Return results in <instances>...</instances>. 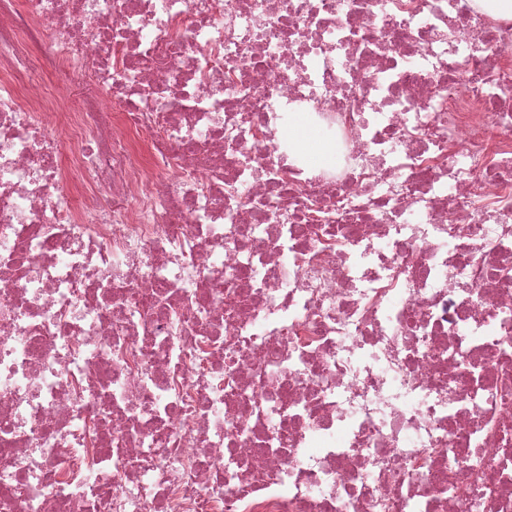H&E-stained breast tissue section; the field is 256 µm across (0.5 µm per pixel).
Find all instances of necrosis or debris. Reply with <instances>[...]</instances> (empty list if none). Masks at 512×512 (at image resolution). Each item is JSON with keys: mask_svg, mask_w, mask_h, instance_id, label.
Listing matches in <instances>:
<instances>
[{"mask_svg": "<svg viewBox=\"0 0 512 512\" xmlns=\"http://www.w3.org/2000/svg\"><path fill=\"white\" fill-rule=\"evenodd\" d=\"M0 512H512V22L0 0ZM290 124L292 125L287 124L284 130V132L288 130V140L298 145L308 163L314 166H326L332 156L325 149L323 141L316 136L314 129L301 119Z\"/></svg>", "mask_w": 512, "mask_h": 512, "instance_id": "obj_1", "label": "necrosis or debris"}]
</instances>
